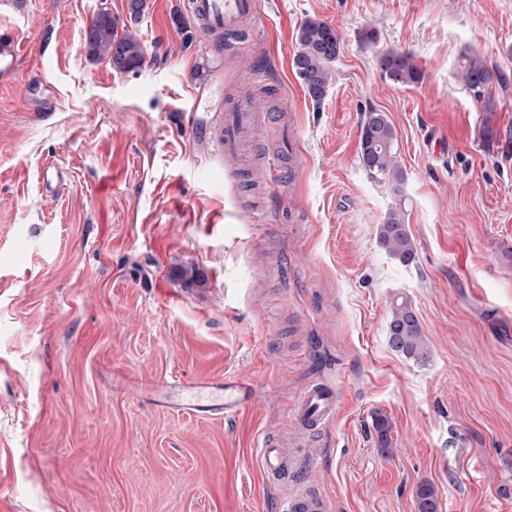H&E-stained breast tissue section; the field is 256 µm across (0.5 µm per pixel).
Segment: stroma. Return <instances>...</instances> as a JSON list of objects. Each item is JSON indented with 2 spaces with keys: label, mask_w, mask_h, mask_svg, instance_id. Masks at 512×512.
<instances>
[{
  "label": "stroma",
  "mask_w": 512,
  "mask_h": 512,
  "mask_svg": "<svg viewBox=\"0 0 512 512\" xmlns=\"http://www.w3.org/2000/svg\"><path fill=\"white\" fill-rule=\"evenodd\" d=\"M17 2L0 14L22 50L18 85L0 86L6 512H276L286 490L255 454L269 431L297 456L293 487L319 489L328 512H417L424 481L441 512H512V0H260L264 23L222 57L225 86L271 117L250 150L256 164L281 155L268 186L194 139L207 56L187 0H147L135 22L127 0ZM102 10L144 43L141 67L89 57ZM308 19L341 36L317 101L291 65ZM390 50L412 56L418 84L384 80ZM468 55L501 77L493 114L458 79ZM40 80L52 92L37 112L19 88ZM374 110L396 131L398 188L359 160ZM393 209L417 248L409 266L378 244ZM396 294L422 324L425 362L388 344ZM227 375L255 393L227 418L143 396ZM316 377L338 408L309 438L291 411Z\"/></svg>",
  "instance_id": "obj_1"
}]
</instances>
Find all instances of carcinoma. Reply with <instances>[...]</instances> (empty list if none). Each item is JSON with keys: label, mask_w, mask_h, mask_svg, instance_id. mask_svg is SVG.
<instances>
[{"label": "carcinoma", "mask_w": 512, "mask_h": 512, "mask_svg": "<svg viewBox=\"0 0 512 512\" xmlns=\"http://www.w3.org/2000/svg\"><path fill=\"white\" fill-rule=\"evenodd\" d=\"M298 51L293 57L292 68L302 81L308 95L321 99L331 84L332 64L340 53L341 39L336 28L317 19L304 21L297 34ZM85 48L89 56L107 61L117 72L139 68L146 54L144 44L136 37L117 33L115 21L107 12L98 13L88 28ZM379 66L383 77L397 86H411L421 80V71L413 58L404 52L390 50L381 56ZM461 81L472 96L483 102L484 110L495 111L488 87L500 81L498 73L490 70L478 56L468 55L463 64ZM395 130L383 112L367 113L360 136V161L375 177L399 184L404 171L395 161ZM378 242L385 252L403 265H410L416 258V247L401 215L396 211L387 214L379 225ZM388 342L393 351L406 359L423 362L428 358V347L421 324L408 297L397 294L390 303L387 324ZM374 428L380 447L389 451L391 424L379 414ZM418 512H439L435 487L423 482L416 492Z\"/></svg>", "instance_id": "carcinoma-1"}]
</instances>
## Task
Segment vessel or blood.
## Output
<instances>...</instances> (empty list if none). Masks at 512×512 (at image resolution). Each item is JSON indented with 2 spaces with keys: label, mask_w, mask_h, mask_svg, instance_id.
I'll list each match as a JSON object with an SVG mask.
<instances>
[{
  "label": "vessel or blood",
  "mask_w": 512,
  "mask_h": 512,
  "mask_svg": "<svg viewBox=\"0 0 512 512\" xmlns=\"http://www.w3.org/2000/svg\"><path fill=\"white\" fill-rule=\"evenodd\" d=\"M257 0H189V11L196 31L205 41L238 38L246 20L256 18ZM21 45L13 31L0 29V84H14L18 76ZM192 129L199 142L218 139L225 156L239 153L248 138L261 136L266 121L253 102L225 101L224 70L217 67L198 78L191 94ZM253 396L249 384L227 377L215 386L184 388L180 409L198 415H231ZM295 420L301 433L315 435L336 420V392L315 378L304 388L295 408ZM259 460L267 481L287 484L293 474L296 457L275 433L262 440ZM325 496L304 487L283 496L278 512H327Z\"/></svg>",
  "instance_id": "1"
}]
</instances>
